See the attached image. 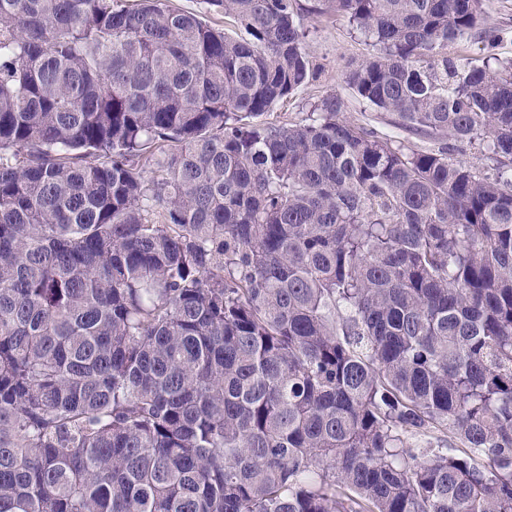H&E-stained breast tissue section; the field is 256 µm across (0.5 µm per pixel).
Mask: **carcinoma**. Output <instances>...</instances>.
<instances>
[{"label":"carcinoma","instance_id":"cac0c4a2","mask_svg":"<svg viewBox=\"0 0 512 512\" xmlns=\"http://www.w3.org/2000/svg\"><path fill=\"white\" fill-rule=\"evenodd\" d=\"M0 0V512H512V62L480 0ZM424 437L426 447L410 448ZM179 8L192 13H202L203 18L212 26L224 28V14L208 11L202 0H174ZM304 27L309 31L308 53L319 76L298 89L287 101L260 119L281 124L296 123L307 118L313 105L323 96L334 94L347 103L344 116L353 123L375 130L380 136L404 142L419 149L437 146L432 138L407 133L392 122V116L377 112L360 101L348 86L345 76L349 68L366 56L371 47L353 31L346 16L311 12L316 0H298ZM488 56L479 33L459 39L448 47V59L458 66H481ZM443 143L447 144V146L454 147L455 156L463 158L481 169L483 168V170L489 174L495 172L492 169L495 168L496 163L488 158L487 153H485L478 144H459L448 139H444Z\"/></svg>","mask_w":512,"mask_h":512}]
</instances>
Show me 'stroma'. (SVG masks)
<instances>
[{
  "instance_id": "stroma-1",
  "label": "stroma",
  "mask_w": 512,
  "mask_h": 512,
  "mask_svg": "<svg viewBox=\"0 0 512 512\" xmlns=\"http://www.w3.org/2000/svg\"><path fill=\"white\" fill-rule=\"evenodd\" d=\"M315 3L316 0H299L302 22L309 32V57L318 67L319 76L265 114V121L299 122L307 118L319 99L333 94L345 100V115L353 123L415 149L433 146V139L407 133L393 123L391 115L376 111L354 95L345 76L353 64L369 53L370 47L354 32L346 16L314 13ZM481 17L483 27L496 34L494 50H486L476 34L459 39L448 48V57L455 64L480 66L491 56L512 60V0H482Z\"/></svg>"
}]
</instances>
